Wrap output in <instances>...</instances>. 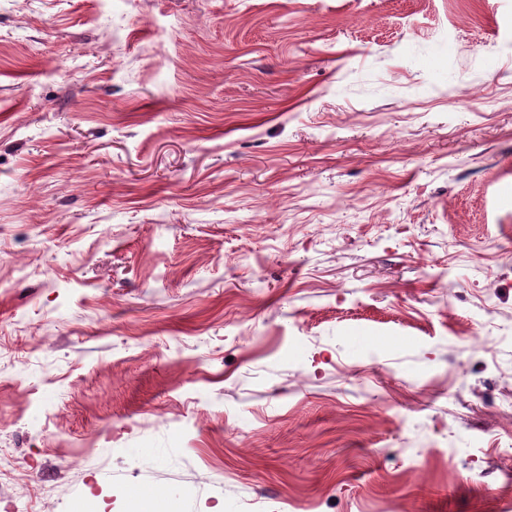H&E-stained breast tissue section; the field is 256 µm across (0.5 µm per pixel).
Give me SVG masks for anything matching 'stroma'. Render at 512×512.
<instances>
[{
    "label": "stroma",
    "mask_w": 512,
    "mask_h": 512,
    "mask_svg": "<svg viewBox=\"0 0 512 512\" xmlns=\"http://www.w3.org/2000/svg\"><path fill=\"white\" fill-rule=\"evenodd\" d=\"M0 512H512V0H0Z\"/></svg>",
    "instance_id": "obj_1"
}]
</instances>
